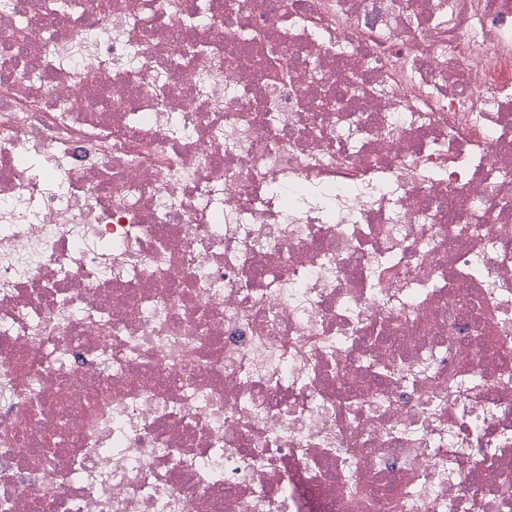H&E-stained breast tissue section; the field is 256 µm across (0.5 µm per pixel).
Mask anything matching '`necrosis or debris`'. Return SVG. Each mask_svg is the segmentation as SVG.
Here are the masks:
<instances>
[{"instance_id":"necrosis-or-debris-1","label":"necrosis or debris","mask_w":512,"mask_h":512,"mask_svg":"<svg viewBox=\"0 0 512 512\" xmlns=\"http://www.w3.org/2000/svg\"><path fill=\"white\" fill-rule=\"evenodd\" d=\"M210 5L0 9V505L512 512V0ZM280 209L286 217L298 212L326 213L336 208V202L315 190H306L302 193L289 191L284 187L279 191Z\"/></svg>"}]
</instances>
